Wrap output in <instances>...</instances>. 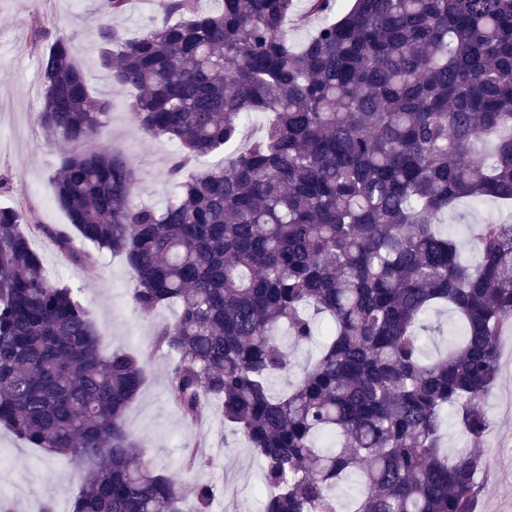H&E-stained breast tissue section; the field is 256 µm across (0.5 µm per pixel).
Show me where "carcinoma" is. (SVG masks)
<instances>
[{
  "instance_id": "cac0c4a2",
  "label": "carcinoma",
  "mask_w": 512,
  "mask_h": 512,
  "mask_svg": "<svg viewBox=\"0 0 512 512\" xmlns=\"http://www.w3.org/2000/svg\"><path fill=\"white\" fill-rule=\"evenodd\" d=\"M101 2L98 65L133 90L137 131L180 146L173 190L141 204L131 160L84 148L112 100L90 93L69 35L34 41L36 122L70 147L52 176L68 223L0 207V425L87 473L74 512H182L127 430L143 364L100 350L80 290L32 248L43 237L87 270L124 256L139 311L178 307L154 341L166 392L190 422L222 410L262 461L261 512H476L484 399L512 334V214L474 226L473 263L441 224L461 200L512 207V0H158L134 36L112 23L129 0ZM311 18L291 44L288 22ZM255 112L269 119L244 146ZM439 307L452 339L432 356ZM285 338L319 352L274 395ZM451 412L470 444L448 458ZM192 493L208 512L217 487Z\"/></svg>"
}]
</instances>
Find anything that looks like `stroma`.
Listing matches in <instances>:
<instances>
[{"mask_svg": "<svg viewBox=\"0 0 512 512\" xmlns=\"http://www.w3.org/2000/svg\"><path fill=\"white\" fill-rule=\"evenodd\" d=\"M98 21L99 0H0V170L13 175L11 189L0 192V204L26 200L30 219L40 224L66 221L53 201L50 177L67 146L47 142L35 123L42 105L39 55L32 46L36 27L50 38L61 32L70 35L75 60L86 72L91 92L112 99L110 120L88 141V148L109 147L135 163L139 200L159 207L172 192L166 171L178 147L166 138L132 129L126 93L112 87L97 63L93 31ZM500 214L495 202L464 201L449 211L446 228L463 240L474 224ZM33 247L44 257L53 279L80 288L103 336L104 350L127 351L145 365L146 380L127 411L126 425L131 434L147 441V454L185 489L183 512H195L191 488L199 482L212 483L219 490L210 512H229L232 501L241 504V512L260 507V461L238 436L225 430L220 411L211 410L204 421L194 424L166 394L169 360L155 352L153 341L157 327L174 320L176 308L139 312L123 258L103 253L96 270L88 272L60 263L46 239H35ZM498 353L499 378L486 400L483 443L488 461L477 478L479 512H512V335L499 339ZM191 449L201 456L192 468L186 465ZM82 482L81 470L70 460L62 456L43 460L40 449L0 426V503L9 512H41L47 503L54 512H73Z\"/></svg>", "mask_w": 512, "mask_h": 512, "instance_id": "35a3bbf8", "label": "stroma"}]
</instances>
